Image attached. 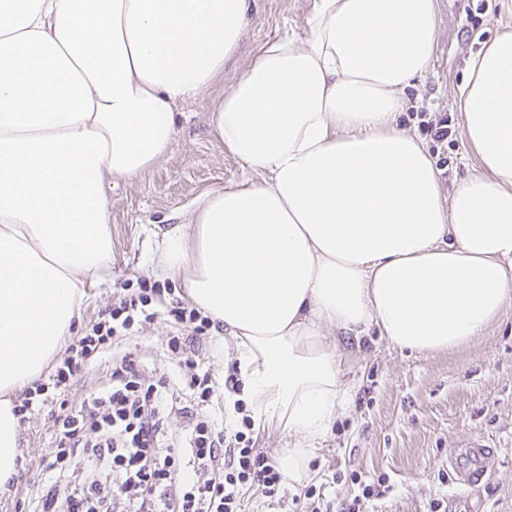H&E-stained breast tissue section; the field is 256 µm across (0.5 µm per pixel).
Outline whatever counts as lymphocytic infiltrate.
<instances>
[{
  "mask_svg": "<svg viewBox=\"0 0 512 512\" xmlns=\"http://www.w3.org/2000/svg\"><path fill=\"white\" fill-rule=\"evenodd\" d=\"M168 317L170 363L178 374L145 376L130 353L112 358L106 389L69 402L77 377L104 357L120 338ZM214 323L197 307L168 304L158 283L142 279L138 292L121 295L83 334L72 337L47 380L28 389L19 414L59 400L56 446L35 493L17 499L20 512H241L244 486L261 487L280 506L282 474L276 462L254 448V423L234 376L217 383L198 351ZM234 393V417L221 426L206 411L218 387ZM190 396L192 405L181 402ZM180 410L189 425L170 433L166 420Z\"/></svg>",
  "mask_w": 512,
  "mask_h": 512,
  "instance_id": "1",
  "label": "lymphocytic infiltrate"
}]
</instances>
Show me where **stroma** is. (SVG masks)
Returning a JSON list of instances; mask_svg holds the SVG:
<instances>
[{"label":"stroma","instance_id":"1","mask_svg":"<svg viewBox=\"0 0 512 512\" xmlns=\"http://www.w3.org/2000/svg\"><path fill=\"white\" fill-rule=\"evenodd\" d=\"M314 0H256V12L239 52L202 97L182 105L173 145L150 170L119 183L109 194L112 267L107 281L86 277L87 300L72 335L111 306L123 284L156 278L157 227L178 223L197 197L260 181L230 153L209 123L213 100L249 67L257 49L284 36L304 41ZM438 40L432 65L406 92L398 127L417 136L440 171L442 193L477 171L456 100L470 60L494 37L512 32V0H437ZM447 117L450 136L437 142L422 118ZM169 328L157 321L120 339L121 351L140 353L146 370L169 366ZM354 396L319 443L314 460L321 499L285 491L288 512H339L361 494L355 475L386 478L383 496L366 512H512V306L474 342L451 352L409 353L370 329L353 355ZM59 404L26 415L17 473L28 493L40 485ZM497 449L499 466L480 488L448 482V454L467 438Z\"/></svg>","mask_w":512,"mask_h":512}]
</instances>
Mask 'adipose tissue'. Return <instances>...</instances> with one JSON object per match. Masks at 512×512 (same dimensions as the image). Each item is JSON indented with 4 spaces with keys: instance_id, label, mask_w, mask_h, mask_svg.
Here are the masks:
<instances>
[{
    "instance_id": "obj_1",
    "label": "adipose tissue",
    "mask_w": 512,
    "mask_h": 512,
    "mask_svg": "<svg viewBox=\"0 0 512 512\" xmlns=\"http://www.w3.org/2000/svg\"><path fill=\"white\" fill-rule=\"evenodd\" d=\"M253 0H0V490L18 470L15 396L111 273L108 190L170 149L180 104L240 49ZM436 0H317L211 110L261 181L201 195L160 231L158 271L236 346L254 426L292 438L289 487L351 401L346 347L377 327L411 352L482 336L512 304V33L459 91L481 169L442 196L397 130L432 65ZM335 342H328V335Z\"/></svg>"
}]
</instances>
